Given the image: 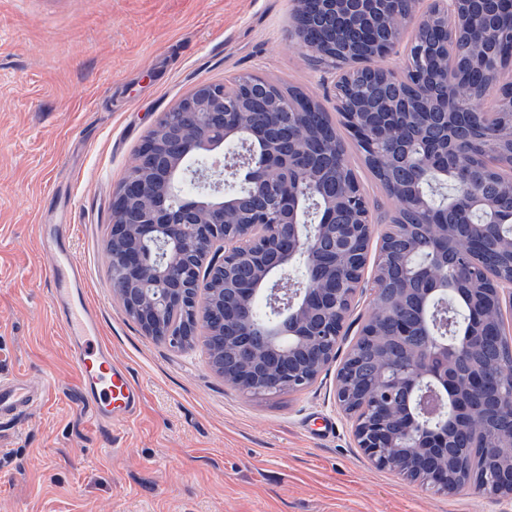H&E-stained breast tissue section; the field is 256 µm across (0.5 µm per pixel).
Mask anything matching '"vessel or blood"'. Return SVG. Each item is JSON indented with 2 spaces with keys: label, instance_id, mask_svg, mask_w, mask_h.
<instances>
[{
  "label": "vessel or blood",
  "instance_id": "vessel-or-blood-1",
  "mask_svg": "<svg viewBox=\"0 0 512 512\" xmlns=\"http://www.w3.org/2000/svg\"><path fill=\"white\" fill-rule=\"evenodd\" d=\"M66 224L44 225L40 249L49 260L47 284L50 304L61 321L78 372V389L95 417L104 424L134 417L142 394L129 370L113 361L109 347L89 349L87 342L99 330L97 310L80 293L83 274L67 246ZM34 403L29 381L0 377V426L10 427Z\"/></svg>",
  "mask_w": 512,
  "mask_h": 512
}]
</instances>
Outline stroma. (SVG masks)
I'll return each instance as SVG.
<instances>
[{"instance_id":"1","label":"stroma","mask_w":512,"mask_h":512,"mask_svg":"<svg viewBox=\"0 0 512 512\" xmlns=\"http://www.w3.org/2000/svg\"><path fill=\"white\" fill-rule=\"evenodd\" d=\"M293 0H0V376L44 383L0 431V512H512L376 468L335 402L371 310L375 264L334 362L300 392L240 394L202 344L144 336L107 276L112 193L163 112L198 85L257 75L299 87L333 124L336 69L289 40ZM75 213L72 249L97 343L142 390L101 426L48 301L41 225Z\"/></svg>"}]
</instances>
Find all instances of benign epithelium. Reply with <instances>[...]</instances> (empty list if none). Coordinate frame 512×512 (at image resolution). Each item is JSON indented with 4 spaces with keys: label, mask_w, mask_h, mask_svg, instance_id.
<instances>
[{
    "label": "benign epithelium",
    "mask_w": 512,
    "mask_h": 512,
    "mask_svg": "<svg viewBox=\"0 0 512 512\" xmlns=\"http://www.w3.org/2000/svg\"><path fill=\"white\" fill-rule=\"evenodd\" d=\"M503 0H481L483 21L470 14L472 0H402L392 11L388 0H318L321 14L359 24L368 50L346 56L347 67L368 74L373 61L397 51L405 25L413 26L407 60L400 71L380 76L410 92L376 105L336 96V109L353 137L375 143L402 118L416 127L409 140H393L381 156L390 170H403L407 181L384 185L390 197L418 215L416 224L397 225L405 242L401 271L388 279L390 254L379 250L372 279L374 308L359 331L337 378L336 399L353 419L358 448L379 468L418 478L453 495L472 486L490 495L512 497V436L497 431L505 406L512 403V380L489 387L486 373L469 362L490 354L488 329L503 330L504 312L512 311V235L498 225L450 224L448 209L435 207L426 186L447 184L448 141L469 128L497 124L499 132L485 160L506 159L512 170V80L501 82L492 66L488 34L498 29ZM289 37L311 57L336 50L332 43L306 41L304 0H295ZM445 31L436 46L419 38L434 25ZM467 37L469 63L487 68L482 93L498 108L472 112L456 95L418 99L411 93L430 73L418 69L424 57L440 53L447 63L442 81L452 86L457 42ZM177 126L161 115L140 146L134 165L112 197L108 245L117 270L114 291L144 335L173 349L211 340L212 367L235 390L255 396L318 379L329 366L353 308L357 284L376 225L362 188L355 183L330 192L323 173L303 167L300 143L287 133L305 124L303 105L277 100L262 112H245L227 98L225 84L206 83L174 105ZM263 143L261 151L226 156L230 176L248 172L236 191L211 180L208 169L196 172L205 186L197 199L158 202L172 195L170 176L189 153L209 159L228 141ZM317 205V223H302L303 201ZM480 245L496 249L508 276L481 272L475 256L454 245L460 231ZM454 277L469 291L486 296L471 312L472 331L459 343H437L429 321L431 296ZM268 291L286 321L277 334L253 315L255 293ZM188 312L173 330L164 320L170 310ZM372 354L377 367L373 385L350 378ZM456 399L452 422L468 436L480 463L454 451L442 391Z\"/></svg>",
    "instance_id": "7a95c632"
}]
</instances>
